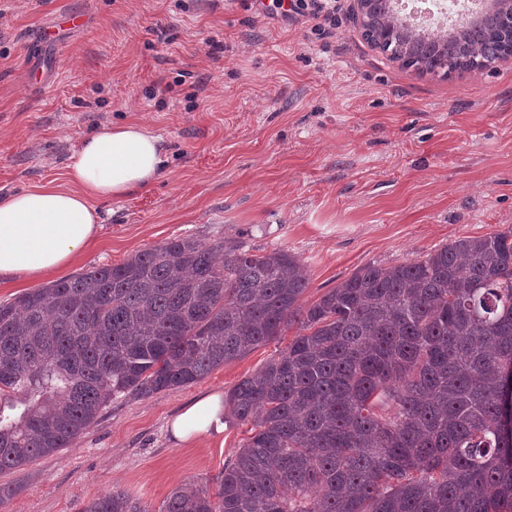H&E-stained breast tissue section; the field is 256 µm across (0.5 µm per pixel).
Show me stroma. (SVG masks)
Listing matches in <instances>:
<instances>
[{
	"mask_svg": "<svg viewBox=\"0 0 512 512\" xmlns=\"http://www.w3.org/2000/svg\"><path fill=\"white\" fill-rule=\"evenodd\" d=\"M260 0H0V194L65 184L81 138L137 122L165 140L148 191L100 202L103 228L62 276L190 236L283 248L304 302L366 264L512 229V58L463 74L402 69L362 37ZM258 346L196 383L114 400L73 447L0 474V512H78L121 489L159 512L179 485L216 494L249 424L177 442L170 422L287 347Z\"/></svg>",
	"mask_w": 512,
	"mask_h": 512,
	"instance_id": "stroma-1",
	"label": "stroma"
}]
</instances>
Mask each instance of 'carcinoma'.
<instances>
[{"label": "carcinoma", "instance_id": "1", "mask_svg": "<svg viewBox=\"0 0 512 512\" xmlns=\"http://www.w3.org/2000/svg\"><path fill=\"white\" fill-rule=\"evenodd\" d=\"M371 0L365 39L424 74L507 57L498 20L424 37ZM285 249L174 238L0 301V472L70 448L112 400L193 384L293 329L225 397L250 436L215 496L160 512H512V230L366 264L317 300ZM79 512H149L122 490Z\"/></svg>", "mask_w": 512, "mask_h": 512}]
</instances>
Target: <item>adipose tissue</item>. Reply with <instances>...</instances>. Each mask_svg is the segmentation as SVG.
Returning <instances> with one entry per match:
<instances>
[{"label":"adipose tissue","instance_id":"adipose-tissue-1","mask_svg":"<svg viewBox=\"0 0 512 512\" xmlns=\"http://www.w3.org/2000/svg\"><path fill=\"white\" fill-rule=\"evenodd\" d=\"M167 164L164 140L137 123L86 135L67 166L68 187L45 185L0 195V280H38L76 259L96 239L98 201L153 186ZM224 431V395L214 391L180 412L174 439Z\"/></svg>","mask_w":512,"mask_h":512}]
</instances>
